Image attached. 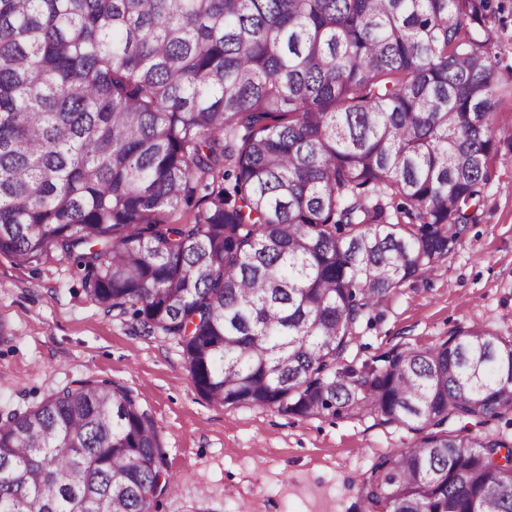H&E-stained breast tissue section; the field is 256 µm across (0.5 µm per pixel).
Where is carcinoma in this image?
<instances>
[{"mask_svg": "<svg viewBox=\"0 0 512 512\" xmlns=\"http://www.w3.org/2000/svg\"><path fill=\"white\" fill-rule=\"evenodd\" d=\"M488 0H0V254L53 255L178 340L197 390L417 435L363 512H512V340L345 363L489 182ZM197 208L193 222L173 214ZM132 393L91 377L0 415V512H152L173 485Z\"/></svg>", "mask_w": 512, "mask_h": 512, "instance_id": "1", "label": "carcinoma"}]
</instances>
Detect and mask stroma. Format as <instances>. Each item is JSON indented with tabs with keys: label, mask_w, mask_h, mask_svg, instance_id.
<instances>
[{
	"label": "stroma",
	"mask_w": 512,
	"mask_h": 512,
	"mask_svg": "<svg viewBox=\"0 0 512 512\" xmlns=\"http://www.w3.org/2000/svg\"><path fill=\"white\" fill-rule=\"evenodd\" d=\"M496 150L474 219L432 275L405 282L357 326L347 363L422 349L462 327L512 338V0H490ZM0 411L23 409L75 380L130 390L153 418L177 492L156 512H360L372 461L410 445L407 428L373 417L304 419L274 408L221 405L194 386L177 340L146 336L104 314L70 263L21 265L0 255Z\"/></svg>",
	"instance_id": "35a3bbf8"
}]
</instances>
